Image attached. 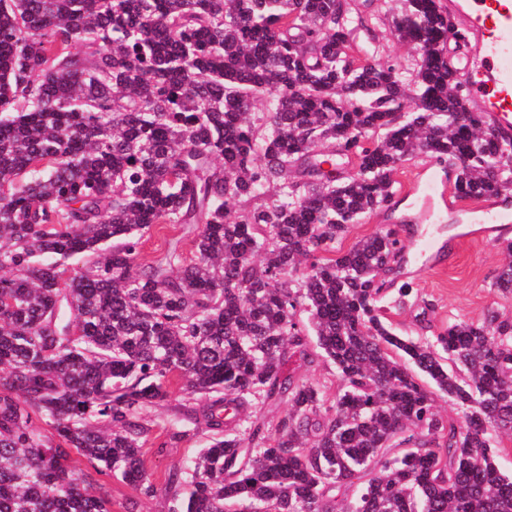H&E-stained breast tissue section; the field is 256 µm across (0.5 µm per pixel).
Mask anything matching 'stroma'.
I'll return each mask as SVG.
<instances>
[{"label": "stroma", "mask_w": 512, "mask_h": 512, "mask_svg": "<svg viewBox=\"0 0 512 512\" xmlns=\"http://www.w3.org/2000/svg\"><path fill=\"white\" fill-rule=\"evenodd\" d=\"M355 8L373 14L376 21L372 34L357 33L352 42V53L362 58L375 53L383 59L410 67L414 52L400 41L392 31V19L400 13L403 0H353ZM439 163L419 158L405 163L393 175L400 201L391 211L378 212L364 223L352 225L347 243L372 234L385 224L409 226L405 236L407 252H414L423 233H431L433 249L419 261L405 260L400 279L412 288L402 309L393 311L391 319L398 333L411 339H424L433 335L448 322L458 319L480 320L495 311L512 316V289L503 290L495 285L503 241L512 240V226L486 240L480 225L459 229L460 215L480 209L477 201L462 200L447 193V203L438 223L425 219L414 201L427 180L442 175ZM183 398L173 392L166 405L152 412L155 421L183 432V439L162 446L160 439L150 441L147 455L152 473L154 492L143 496L126 483L111 480L112 512H172L173 495L164 482L165 473L189 463L205 444V438L193 424L181 418Z\"/></svg>", "instance_id": "1"}]
</instances>
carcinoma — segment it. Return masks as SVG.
I'll return each instance as SVG.
<instances>
[{
  "label": "carcinoma",
  "instance_id": "carcinoma-1",
  "mask_svg": "<svg viewBox=\"0 0 512 512\" xmlns=\"http://www.w3.org/2000/svg\"><path fill=\"white\" fill-rule=\"evenodd\" d=\"M370 22L351 0H0V512L153 493L175 377L208 434L165 478L179 512H512V318L403 337L399 231L336 247L415 158L461 200L511 191L512 136L456 77L443 0L393 17L411 69L350 53ZM158 224L181 236L137 262ZM311 332L333 399L285 372Z\"/></svg>",
  "mask_w": 512,
  "mask_h": 512
}]
</instances>
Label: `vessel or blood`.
Here are the masks:
<instances>
[{"label": "vessel or blood", "instance_id": "1", "mask_svg": "<svg viewBox=\"0 0 512 512\" xmlns=\"http://www.w3.org/2000/svg\"><path fill=\"white\" fill-rule=\"evenodd\" d=\"M480 37V60L470 85L474 101L493 112L496 127L512 129V0H453Z\"/></svg>", "mask_w": 512, "mask_h": 512}]
</instances>
